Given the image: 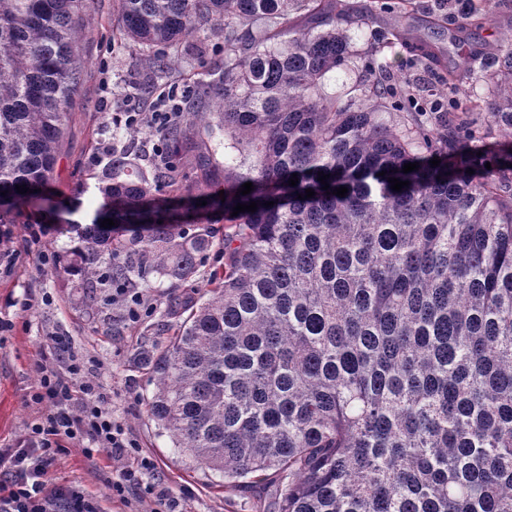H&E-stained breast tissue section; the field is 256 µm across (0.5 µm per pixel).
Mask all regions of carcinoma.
<instances>
[{
	"label": "carcinoma",
	"mask_w": 512,
	"mask_h": 512,
	"mask_svg": "<svg viewBox=\"0 0 512 512\" xmlns=\"http://www.w3.org/2000/svg\"><path fill=\"white\" fill-rule=\"evenodd\" d=\"M382 4L116 0L119 35L153 74L205 30L224 38V67L179 102L186 123L156 131L163 153L148 170L129 128L98 175L92 222L60 226L78 239L60 273L90 304L127 310L139 292L188 282L210 244L198 224L224 215L235 225L224 272L197 298L173 297L188 315L156 329L164 346L134 354L172 447L227 491H274L275 512H512V141L475 146L493 126L512 129V30L461 55L494 80L484 125L458 121L449 93L410 96L383 65L364 66L345 103L323 94L354 56L352 26L444 67L443 19L420 20V37L407 23L415 0H395L371 30ZM499 5L470 0L461 27L498 29ZM88 8L0 0V192L14 207L52 179ZM392 105L408 109L400 129ZM215 126L224 173L204 144L184 171L190 128ZM390 177L409 185L394 191ZM166 188L177 203L159 197Z\"/></svg>",
	"instance_id": "carcinoma-1"
}]
</instances>
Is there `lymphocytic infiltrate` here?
I'll return each instance as SVG.
<instances>
[{
    "label": "lymphocytic infiltrate",
    "mask_w": 512,
    "mask_h": 512,
    "mask_svg": "<svg viewBox=\"0 0 512 512\" xmlns=\"http://www.w3.org/2000/svg\"><path fill=\"white\" fill-rule=\"evenodd\" d=\"M88 372L86 362L59 340L41 348L29 401L45 412L0 448V512H101L82 485L52 477L58 456L71 446H80L90 460L104 451L122 458L136 446Z\"/></svg>",
    "instance_id": "1"
}]
</instances>
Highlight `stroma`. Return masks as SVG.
I'll list each match as a JSON object with an SVG mask.
<instances>
[{
	"label": "stroma",
	"mask_w": 512,
	"mask_h": 512,
	"mask_svg": "<svg viewBox=\"0 0 512 512\" xmlns=\"http://www.w3.org/2000/svg\"><path fill=\"white\" fill-rule=\"evenodd\" d=\"M446 22L441 40L446 51L445 71L433 74L425 67H411L412 53L401 46L381 49L377 58L389 62L396 77L411 79L414 93L438 90L448 68L458 60L460 8L458 0H417ZM113 0H91L79 41L82 81L69 107V118L59 146V159L52 185L56 190L51 205L29 203L14 210L8 223L0 224V321L10 330L0 331V444L10 442L38 419L39 410L28 404L27 395L38 380L35 353L48 337L62 336L73 349L90 359L94 377L112 398L115 418L130 432L140 454L156 463L143 477L144 485L166 487L181 512H244L240 498H226L224 489L210 472L191 467L167 438L158 436L146 412L152 384L146 370L137 367L134 353L141 344L153 341L157 323L179 324L184 315L171 310L165 289L152 293L151 307L134 321H124L121 334L104 337L102 306L85 305L74 279L58 276L54 263L42 262V255H56L68 247L69 238L60 235L61 220L90 223L100 199L90 177L89 159L98 145L109 138L99 106L104 98L123 103L131 83L148 81L140 64L141 50L115 37L112 26ZM209 66L222 65L224 56L205 42L179 54L171 70L159 78V90L195 85L201 76L200 60ZM453 94L467 104L463 121L485 117V103L493 86L479 65L456 70ZM45 224L49 231L40 242H32L28 225ZM111 472L102 462H89L80 449H69L55 465L56 482L82 484L105 512H129L127 505L110 500L107 480Z\"/></svg>",
	"instance_id": "35a3bbf8"
}]
</instances>
